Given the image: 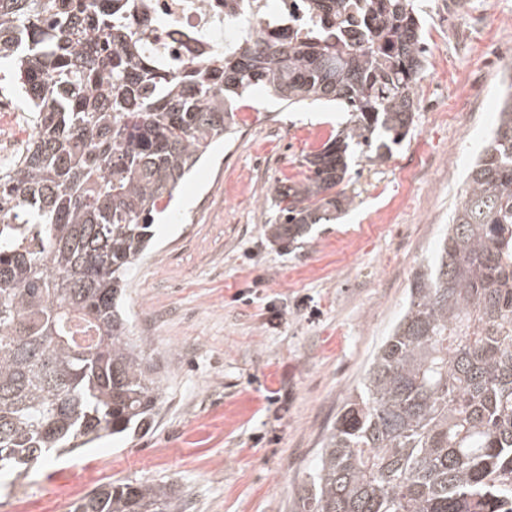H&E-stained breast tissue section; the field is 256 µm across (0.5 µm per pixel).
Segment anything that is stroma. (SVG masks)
I'll return each instance as SVG.
<instances>
[{"instance_id":"35a3bbf8","label":"stroma","mask_w":512,"mask_h":512,"mask_svg":"<svg viewBox=\"0 0 512 512\" xmlns=\"http://www.w3.org/2000/svg\"><path fill=\"white\" fill-rule=\"evenodd\" d=\"M449 2L414 0L427 66L408 135L384 161L352 159L353 204L291 247L270 235L268 190L301 180L302 157L350 115L253 90L235 139L181 184L127 275L129 328L162 388L153 428L0 478V512H68L90 468L104 484L170 485L180 512H292L512 82V0Z\"/></svg>"}]
</instances>
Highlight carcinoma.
<instances>
[{
  "label": "carcinoma",
  "mask_w": 512,
  "mask_h": 512,
  "mask_svg": "<svg viewBox=\"0 0 512 512\" xmlns=\"http://www.w3.org/2000/svg\"><path fill=\"white\" fill-rule=\"evenodd\" d=\"M137 0H0V63L36 131L0 164V471L151 428L158 381L119 301L155 215L255 87L350 125L277 183L291 245L353 202L351 148L406 138L426 68L413 0H305L319 22L248 26L177 72L144 49ZM79 319L96 342L67 330ZM167 484L109 483L70 512H179ZM295 512H512V93L438 253L336 415Z\"/></svg>",
  "instance_id": "cac0c4a2"
}]
</instances>
